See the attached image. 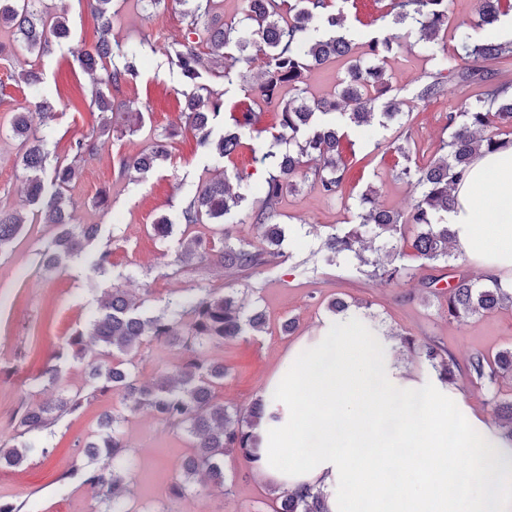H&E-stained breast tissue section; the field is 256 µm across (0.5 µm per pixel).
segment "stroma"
<instances>
[{"label":"stroma","instance_id":"obj_1","mask_svg":"<svg viewBox=\"0 0 512 512\" xmlns=\"http://www.w3.org/2000/svg\"><path fill=\"white\" fill-rule=\"evenodd\" d=\"M390 2L346 0L343 10L357 43L377 35V18ZM39 7L51 16L65 14L71 29L70 36L52 44L47 53L29 52L16 35L0 29V208L28 219L20 235L0 249V439L11 437L22 400L41 404L63 391L90 390L93 378L88 363L96 356V345L88 344L81 360L63 353L62 347L74 331H89L99 300L113 286L123 288L150 310L198 286L232 290L258 302L266 312L263 332L204 349L208 361L226 368L213 395L231 409L248 407L263 393L287 353L317 336L322 323L331 317L327 302L334 297L356 306L361 330L374 325L385 333L384 349L393 368L417 383L434 378L435 373L419 358L401 351L400 336L437 342L462 367L475 352L491 355L512 347V308L451 321L443 313L447 289L426 288L432 279L447 278L452 269L483 278V252L456 244L452 248L456 258L449 267L407 258L408 273L396 282L367 276L350 257L332 266L321 260L324 240L353 223L367 188L376 189L381 207L409 209L417 192L398 172L409 161L429 164L435 146L446 135L453 98L424 103L413 99L421 76L437 71L440 63L412 37L388 67L390 82L402 102V123L377 118L370 126L348 128V174L342 200L328 201L310 185L284 195L278 216L285 231L283 262L247 278L213 263L192 265L169 276L165 265L181 252L186 235L177 228L169 237L160 238L152 224L161 215L174 214L186 196L219 174L253 172V153L269 148L277 116L265 112L258 132L245 137L232 158L199 149L179 105L181 76L168 66L164 54L166 45L185 33L181 0H163L153 7L145 0H112L113 43L123 50L138 46L145 59L137 77L123 85L117 96L123 108L113 117L112 132L99 139L96 152L86 157L81 175L67 191L74 223L98 225V235L81 255L45 270L40 259L53 249L56 231L30 219L33 207L25 196L27 172L21 163L20 143L12 132L14 115L27 108L29 96L14 77L21 66L30 63L42 71L47 90L71 78L88 83L80 62L93 50L100 32L86 0H41ZM31 120L34 129L47 133L48 148L58 158L65 157L75 138L91 133L98 124L87 102H73L66 96L55 101L52 118L35 113ZM408 130L416 150L407 160L394 146ZM165 135L170 138L167 161L144 174L124 171V158L147 151L155 138ZM103 252L108 253L109 264L100 273L92 261ZM288 319L295 320L296 327L285 335L280 326ZM181 358L179 350L165 345L143 349L136 360L139 381L154 383ZM53 361L58 362L60 373L51 384L43 371ZM458 387L466 412L492 427L497 421L489 404L491 391L499 390L512 399L511 379L493 386L464 374ZM113 412L122 414L121 428L131 448L137 512H275L271 485L241 466L233 454L224 458L227 492L200 481L194 494L168 499L175 469L190 451L187 437L148 412L125 410L115 394L98 397L61 420L48 439L46 456L32 457L14 468L0 467V501L21 502L23 512H93V490L86 478L103 460L85 457L80 448L95 439L101 418Z\"/></svg>","mask_w":512,"mask_h":512}]
</instances>
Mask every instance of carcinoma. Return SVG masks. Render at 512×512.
I'll return each mask as SVG.
<instances>
[{
  "label": "carcinoma",
  "instance_id": "carcinoma-1",
  "mask_svg": "<svg viewBox=\"0 0 512 512\" xmlns=\"http://www.w3.org/2000/svg\"><path fill=\"white\" fill-rule=\"evenodd\" d=\"M111 0H91L100 22L103 37L94 50L81 60L83 70L93 75L88 88L76 87L77 93L100 114L99 131L76 139L70 144V157L55 161L50 182L45 172L49 158L47 139L31 129L27 113L13 119V131L22 145L24 169L36 173L28 179V202L37 206L34 216L41 224L59 228L55 249L43 253L42 264L55 268L64 257L82 253L96 238L98 226L85 224L78 231L70 225L66 196L77 178L81 162L96 150V137L110 134L112 91L138 74L141 51L129 48L121 52L122 62L112 61V42L108 38L112 25L108 4ZM191 4L184 12L187 34L168 43V64L176 68L189 90L183 92L184 110L196 145L204 151H215L221 157L232 156L242 144L245 133L258 129L262 112L248 109L229 116L219 138H213V124L224 107L223 93L200 83L231 80L234 64L252 66L255 57L264 58V81L250 91L263 105L276 112L279 130L272 135L273 145L288 144L284 151L267 150L254 156V165L265 171L264 180L256 185L259 206L250 219L260 231L256 246L236 236L224 224L218 240L205 242L194 237L174 260L172 274L194 262L213 261L227 272L249 275L258 269L275 267L283 253L279 250L284 237L275 222L278 206L285 192L298 189L299 176L319 188L328 200H337L346 179L343 158L345 134L339 121L355 127L371 124L372 101L391 91L386 63L399 53L402 39L413 35L424 50L444 62L440 69L425 76L416 88L414 99L425 102L463 87H477L480 92L473 102L448 111V138L439 142L434 159L426 166L406 165L399 177L419 190V196L406 213L381 208L373 189L360 197L358 222L331 233L324 242V260L331 264L352 256L368 275H378L393 282L406 274L395 258L384 263L364 255L365 234L390 236L410 226L415 230L409 248L412 256L428 262H447L455 232L448 226V212L454 209V189L473 159L512 145V79L504 67L512 59V40L500 41L493 36L504 16L501 0H479L478 19L474 27L485 34L473 36L460 31L462 24L449 25L450 0H393L390 11L381 16L385 22L379 35L372 37L360 56L341 10L331 9V0H294L288 5V19L280 16V0H245L243 17L220 28L202 23L212 0H180ZM36 0H0V28L14 30L29 51H48L51 39L61 41L70 35L67 18L56 15L46 19L35 8ZM391 21H386V18ZM234 45L239 56L228 63L226 49ZM329 60L343 65L336 95L310 101L304 88L306 73ZM15 81L25 86L35 105L52 111L51 103L41 94L42 73L33 67L18 71ZM292 95H282L283 89ZM169 158L165 140L161 139L147 152L128 157L123 169L145 173ZM229 176L214 179L204 189L188 197L175 220L160 218L153 224L156 235L165 238L180 224L184 231L211 220L227 219L244 200L233 191ZM24 217L0 209V249L10 244L22 229ZM512 307V287L505 288L496 278L478 282L465 275L453 277L448 284V317L465 319ZM93 332L101 350L92 366L98 384L88 393L75 392L51 403L19 406L8 442H0V466L17 467L29 457L45 456V437L66 416L80 411L91 399L109 392L121 396L131 411L146 410L167 427L185 432L192 452L179 465L169 486V497L181 498L192 491L195 478L205 475L213 487L224 488V455L237 453L245 464H251L257 447L255 430L267 417L264 399L257 398L245 411H229L214 400L213 388L224 379V366L208 361L199 348L205 344H222L249 332L265 329V317L258 307L234 292L211 288H195L184 298L173 299L150 314L128 298L125 290L111 288L100 300L92 320ZM167 344L189 354V359L174 368L173 375L145 386L136 376L134 359L146 346ZM402 343L413 354H421L445 385L457 380L454 358L438 344L406 336ZM470 377L495 383L512 376V348L488 357L480 352L467 362ZM495 414L504 421L512 435V399L492 397ZM121 416L112 415L101 426L97 442L86 445V455L101 453L112 460V468L95 469L86 479L94 490L95 512H129L133 489L128 476L130 448L119 428ZM276 512H326L320 493L307 488L273 490Z\"/></svg>",
  "mask_w": 512,
  "mask_h": 512
}]
</instances>
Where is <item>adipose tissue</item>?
<instances>
[{"mask_svg":"<svg viewBox=\"0 0 512 512\" xmlns=\"http://www.w3.org/2000/svg\"><path fill=\"white\" fill-rule=\"evenodd\" d=\"M448 224L486 248L487 276L512 266V147L475 158ZM339 317L295 348L267 384L254 472L292 489L310 485L327 512H512V444L450 399L438 381L392 370Z\"/></svg>","mask_w":512,"mask_h":512,"instance_id":"adipose-tissue-1","label":"adipose tissue"}]
</instances>
